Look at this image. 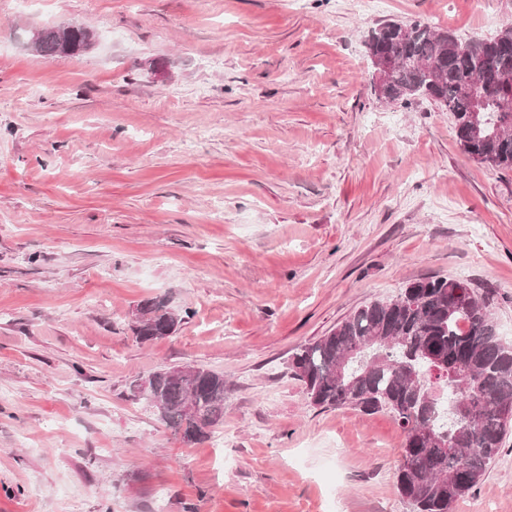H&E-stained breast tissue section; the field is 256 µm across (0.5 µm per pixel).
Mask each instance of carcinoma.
Here are the masks:
<instances>
[{
  "instance_id": "1",
  "label": "carcinoma",
  "mask_w": 512,
  "mask_h": 512,
  "mask_svg": "<svg viewBox=\"0 0 512 512\" xmlns=\"http://www.w3.org/2000/svg\"><path fill=\"white\" fill-rule=\"evenodd\" d=\"M83 35L62 42L42 29L39 55L75 56ZM366 42L397 61L388 82L372 86L378 100L406 107L416 98L450 112L457 140L472 159L512 169V95L500 74L512 70V25L492 38L462 40L420 21H390ZM484 102L481 129L471 122V99ZM136 339L173 334L183 318L163 297L144 301ZM292 369L310 403L386 412L404 433L397 488L413 512H451L498 457L512 426V344L502 341L489 306L460 280L437 278L373 301L329 334L297 348ZM147 400L161 403L159 419L195 443L224 418V374L199 367L189 376L163 368L148 377Z\"/></svg>"
}]
</instances>
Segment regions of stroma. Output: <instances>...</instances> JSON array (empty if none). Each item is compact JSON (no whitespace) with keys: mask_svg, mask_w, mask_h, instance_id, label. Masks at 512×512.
<instances>
[{"mask_svg":"<svg viewBox=\"0 0 512 512\" xmlns=\"http://www.w3.org/2000/svg\"><path fill=\"white\" fill-rule=\"evenodd\" d=\"M414 19L489 38L512 0H0V512H410L395 420L291 356L436 277L512 343V169L371 91L369 32ZM67 23L91 50L28 47ZM157 296L184 320L139 342ZM163 367L223 373V448L133 392ZM452 512H512V430Z\"/></svg>","mask_w":512,"mask_h":512,"instance_id":"stroma-1","label":"stroma"}]
</instances>
